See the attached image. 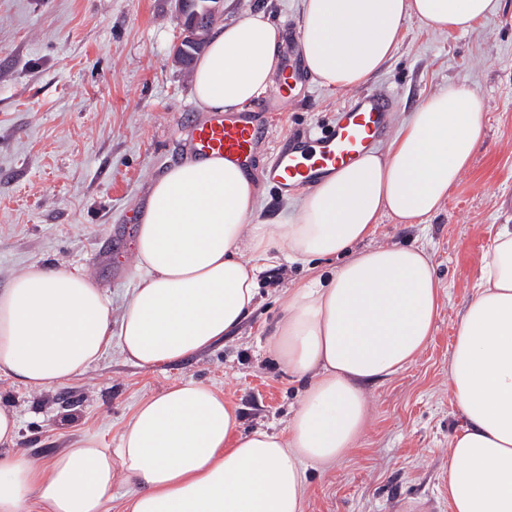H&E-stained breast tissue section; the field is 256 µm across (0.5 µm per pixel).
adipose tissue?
I'll return each mask as SVG.
<instances>
[{"instance_id":"ef3b65f1","label":"adipose tissue","mask_w":512,"mask_h":512,"mask_svg":"<svg viewBox=\"0 0 512 512\" xmlns=\"http://www.w3.org/2000/svg\"><path fill=\"white\" fill-rule=\"evenodd\" d=\"M496 0H303L300 50L325 87L364 84L393 56L409 19L470 29ZM281 33L265 12L219 26L192 70L205 112L239 111L272 82ZM475 93L455 82L428 96L386 152L317 182L290 223H252V177L223 159L190 160L153 182L132 251L145 275L120 326L87 274L35 267L0 291V375L40 390L83 373L119 343L151 369L231 334L254 309L258 275L280 254L343 256L289 289L268 342L294 380L298 407L280 432L242 431L234 408L202 382L142 401L118 447L96 435L42 467L10 454L19 419L0 407V512H304L306 466L357 448L364 384L409 367L427 347L441 294L418 245L358 249L382 214L435 213L483 137ZM249 260H242V253ZM460 426L448 442L449 512H512V226L502 225L448 354Z\"/></svg>"}]
</instances>
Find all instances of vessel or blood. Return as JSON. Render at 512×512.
<instances>
[{"label": "vessel or blood", "instance_id": "b4317fda", "mask_svg": "<svg viewBox=\"0 0 512 512\" xmlns=\"http://www.w3.org/2000/svg\"><path fill=\"white\" fill-rule=\"evenodd\" d=\"M305 79L300 66L292 64L284 69L274 80V104L281 107L291 102L296 85ZM393 110V101L384 91L352 95L331 126L294 138L279 148L268 172L269 180L287 192L317 183L354 163L371 147L384 142ZM263 129L256 114L214 112L193 125L187 149L197 158L221 157L246 168Z\"/></svg>", "mask_w": 512, "mask_h": 512}]
</instances>
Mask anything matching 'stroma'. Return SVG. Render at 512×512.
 Returning a JSON list of instances; mask_svg holds the SVG:
<instances>
[{
  "label": "stroma",
  "mask_w": 512,
  "mask_h": 512,
  "mask_svg": "<svg viewBox=\"0 0 512 512\" xmlns=\"http://www.w3.org/2000/svg\"><path fill=\"white\" fill-rule=\"evenodd\" d=\"M298 53L301 0H223L217 24L257 11ZM182 36L172 0H0V290L33 266L78 268L112 299V317L143 272L115 275L130 258L151 184L185 160L178 137L202 118L191 72L173 46ZM478 97L484 136L435 214L410 224L381 216L365 247L415 243L431 255L441 288L432 339L406 370L366 384L371 420L358 446L328 470L311 468L304 512H448V439L460 420L448 386V353L490 238L512 225V0L466 32L408 20L393 57L366 89L393 99L399 127L448 82ZM267 112L255 151L252 221L287 224L306 191L284 195L263 171L292 135L332 124L349 89L307 81ZM305 264L278 259L258 276L253 312L224 341L173 364L144 369L112 346L81 375L31 390L0 378V406L21 418L13 453L42 465L89 435L108 447L137 404L175 382L213 386L242 429H284L297 405L291 381L264 340Z\"/></svg>",
  "instance_id": "1"
}]
</instances>
